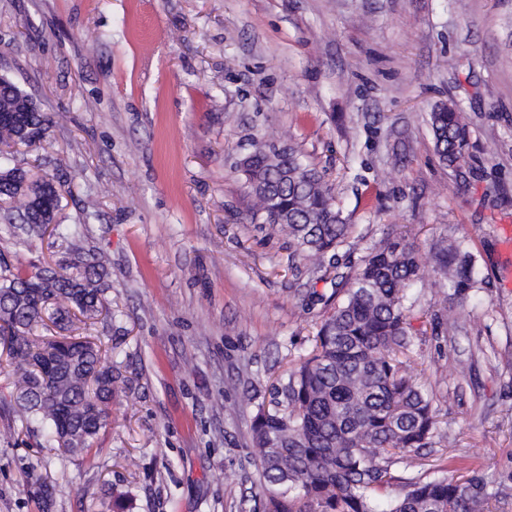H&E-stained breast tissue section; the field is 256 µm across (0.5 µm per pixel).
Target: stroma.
<instances>
[{
  "instance_id": "obj_1",
  "label": "stroma",
  "mask_w": 512,
  "mask_h": 512,
  "mask_svg": "<svg viewBox=\"0 0 512 512\" xmlns=\"http://www.w3.org/2000/svg\"><path fill=\"white\" fill-rule=\"evenodd\" d=\"M0 76L68 115L14 159L110 258L112 317L78 332L115 387L70 458L23 427L0 358V512H42L44 484L52 512H259L257 406L311 351L338 275L389 235L427 271L407 289L408 370L439 415L436 446L394 473H477L512 512V0H0ZM449 100L470 132L458 172L428 125ZM255 141L316 168L353 245L313 265L252 222L238 162ZM456 244L474 258L460 295L432 272ZM73 257L0 224L12 266Z\"/></svg>"
}]
</instances>
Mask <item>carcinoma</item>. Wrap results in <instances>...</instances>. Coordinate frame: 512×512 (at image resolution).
Instances as JSON below:
<instances>
[{"label": "carcinoma", "instance_id": "cac0c4a2", "mask_svg": "<svg viewBox=\"0 0 512 512\" xmlns=\"http://www.w3.org/2000/svg\"><path fill=\"white\" fill-rule=\"evenodd\" d=\"M51 118L13 82L0 78V146L40 142ZM435 150L450 169L465 163L469 130L452 103L430 112ZM243 174L257 200L252 219L285 232L293 255L317 261L351 244L332 188L296 150L254 145ZM4 221L25 231L52 227L71 247L86 222L53 224L55 185L14 164L0 149ZM108 259L78 253L70 266L28 273L0 264V351L17 377L20 421L42 446L83 457L105 427L112 404V362L101 347L76 336H36L49 312L53 323L73 322L71 311L93 319L104 308ZM435 272L461 292L470 287L473 258L451 248ZM422 277L412 245L387 237L369 248L363 264L340 281L342 299L324 319L314 347L273 389V408H259L252 441L262 488V512H379L376 495L393 488V466L407 453L435 444L434 397L409 375L403 357L412 342L407 286ZM505 491L478 475L411 480L387 512H491Z\"/></svg>", "mask_w": 512, "mask_h": 512}]
</instances>
